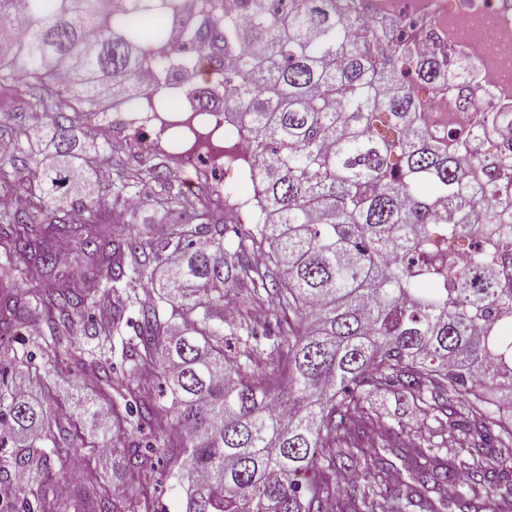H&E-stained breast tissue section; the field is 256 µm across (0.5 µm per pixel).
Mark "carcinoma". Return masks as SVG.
I'll return each instance as SVG.
<instances>
[{
  "mask_svg": "<svg viewBox=\"0 0 512 512\" xmlns=\"http://www.w3.org/2000/svg\"><path fill=\"white\" fill-rule=\"evenodd\" d=\"M219 14L212 0H198L195 38L198 71L235 60L224 76V110L240 113L250 146L249 178L256 209L234 221L236 249L224 251V230L176 222L167 229L175 266L165 283L167 301L202 316L168 332L159 307L128 296L115 307L112 332L121 330L127 305L139 306L134 335L121 340V360L158 371L167 403L159 404L110 359L96 360L102 393L126 400L113 408L116 434L127 416L176 435L159 453L187 486L186 512H327L330 476L364 474L334 504L333 512H433L428 493L451 497L460 512H483L494 496L500 512H512V478L486 467L487 456L512 448V427L501 425L483 394L486 384L512 394V288L498 271L512 260V195L499 184L512 180V159L473 158L459 142L429 138L419 124L424 111L415 88L453 86L463 109L477 106L482 90L476 65L457 53L420 54L414 40L424 22L404 15L379 29L355 0H230ZM180 0H25L13 18L12 0H0V81H23L33 90L54 87L56 96L95 105L109 93L126 103L155 100L168 88L178 59L166 47L167 27L181 22ZM250 30L240 43L236 24ZM69 83L57 87L54 72ZM72 119L53 110L37 129L61 161L40 167L37 179L3 186L36 200L27 209L0 208V324L44 320L45 362L86 364L85 352L65 347L85 312L96 304L82 279L64 272L55 248L78 238L84 258L109 282L149 278L146 242L112 231L103 218L127 198L72 192L76 143ZM395 132L381 134L378 125ZM481 136L512 141V102L491 112ZM124 186L158 188L162 204L183 207L167 173L155 165L119 176ZM493 205L496 219L477 223ZM448 225V240L477 237L482 246L468 269L455 274L436 249L432 226ZM269 245L267 262L251 260ZM42 271L34 282L30 275ZM208 284L199 293L196 286ZM266 293L292 312L288 338L271 347V366L254 364L243 330L237 358L224 355V332L211 326L224 288ZM377 392L409 395L437 426L438 445L428 454L392 441L382 447L407 463L417 486L398 477L369 436L378 423L367 407ZM70 416L47 417L33 396L0 387V447L15 440L11 457L16 484L0 498L38 502L53 509L55 480L72 479L77 454L55 447ZM54 444L45 449V443ZM112 488H80L75 512H154L148 489L155 480L151 456L136 443L110 441ZM138 486L139 495L130 492Z\"/></svg>",
  "mask_w": 512,
  "mask_h": 512,
  "instance_id": "carcinoma-1",
  "label": "carcinoma"
}]
</instances>
